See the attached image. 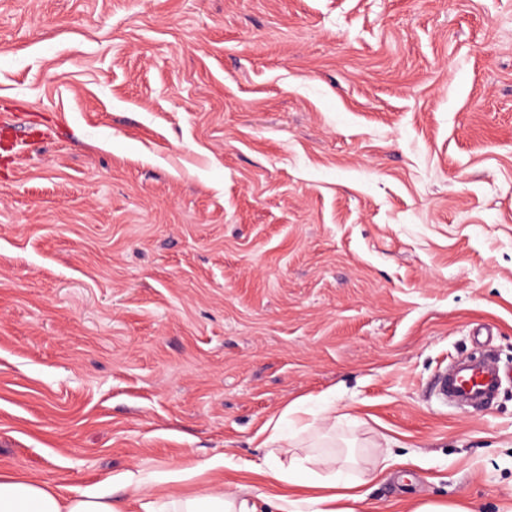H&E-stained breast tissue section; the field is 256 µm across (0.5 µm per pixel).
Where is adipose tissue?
I'll use <instances>...</instances> for the list:
<instances>
[{
	"label": "adipose tissue",
	"mask_w": 512,
	"mask_h": 512,
	"mask_svg": "<svg viewBox=\"0 0 512 512\" xmlns=\"http://www.w3.org/2000/svg\"><path fill=\"white\" fill-rule=\"evenodd\" d=\"M127 490L141 502L143 512H257L248 497L215 486L200 498L158 497L152 483L129 481ZM0 512H119L116 502L103 495L64 496L33 479L0 477Z\"/></svg>",
	"instance_id": "1"
}]
</instances>
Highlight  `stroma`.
Listing matches in <instances>:
<instances>
[{"label":"stroma","instance_id":"35a3bbf8","mask_svg":"<svg viewBox=\"0 0 512 512\" xmlns=\"http://www.w3.org/2000/svg\"><path fill=\"white\" fill-rule=\"evenodd\" d=\"M2 122L0 475L512 512V0H0ZM463 363L455 373L442 372L435 381V391L448 399L452 396L482 399L491 393L499 382V372L490 364ZM269 482L279 489L291 490L295 487H315L323 490H330L321 495H317L304 500H296L286 498L285 494H270L265 497L269 503L274 504L277 511L280 512H299L297 510L299 502H307L317 508L314 512H353L352 508H331L330 505L340 501L359 502L362 501L367 491L364 489L367 480H356L353 482L339 483L333 481H324L315 483L311 480L308 474L302 469L298 468L295 460H291L287 467L283 464L275 470L269 472H262ZM282 504L279 505V502ZM268 503V504H269Z\"/></svg>","mask_w":512,"mask_h":512}]
</instances>
